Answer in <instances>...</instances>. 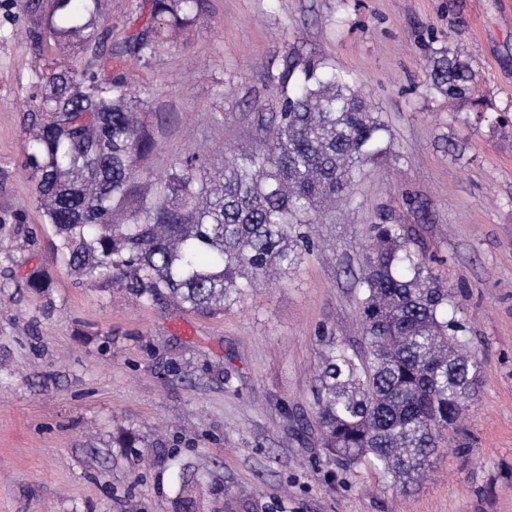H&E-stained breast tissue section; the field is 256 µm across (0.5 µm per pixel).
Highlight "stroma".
<instances>
[{
  "mask_svg": "<svg viewBox=\"0 0 512 512\" xmlns=\"http://www.w3.org/2000/svg\"><path fill=\"white\" fill-rule=\"evenodd\" d=\"M205 23L124 52L146 0H101L113 73L150 98L153 152L137 181L179 158L255 147L254 110L287 53L348 71L391 132L350 197L277 283L256 282L215 316L77 283L55 257L25 169L36 64L82 63L37 11L0 0V512H169L182 468L206 512H512V0H205ZM454 38L492 110L436 91L430 38ZM403 225L454 289L483 373L448 449L400 494L322 447L314 413L324 341L362 342L364 249ZM43 271L48 293L25 286ZM130 436L133 447L120 439Z\"/></svg>",
  "mask_w": 512,
  "mask_h": 512,
  "instance_id": "stroma-1",
  "label": "stroma"
}]
</instances>
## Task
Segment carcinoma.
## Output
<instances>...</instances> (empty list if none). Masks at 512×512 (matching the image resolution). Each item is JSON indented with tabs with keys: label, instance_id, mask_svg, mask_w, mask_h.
Returning <instances> with one entry per match:
<instances>
[{
	"label": "carcinoma",
	"instance_id": "cac0c4a2",
	"mask_svg": "<svg viewBox=\"0 0 512 512\" xmlns=\"http://www.w3.org/2000/svg\"><path fill=\"white\" fill-rule=\"evenodd\" d=\"M98 0H56L53 33L78 40L81 68L37 73L44 84L32 116L26 167L53 250L88 284H116L146 300L169 299L216 315L259 279L295 265L306 235L349 194L371 157L387 152V126L349 74L289 53L270 76L278 103L258 113V145L216 169L193 153L159 185L133 184L154 141L150 100L124 76H106ZM150 21L127 41L149 63L159 43L200 20L204 0H149ZM431 86L476 112V73L455 46L431 48ZM122 223L112 222L114 213ZM363 343L327 342L315 385L324 448L349 467L369 463L403 488L426 475L476 390L478 359L449 314L454 293L411 249L400 224H378L360 278ZM199 480L182 471L170 512H195Z\"/></svg>",
	"mask_w": 512,
	"mask_h": 512
}]
</instances>
